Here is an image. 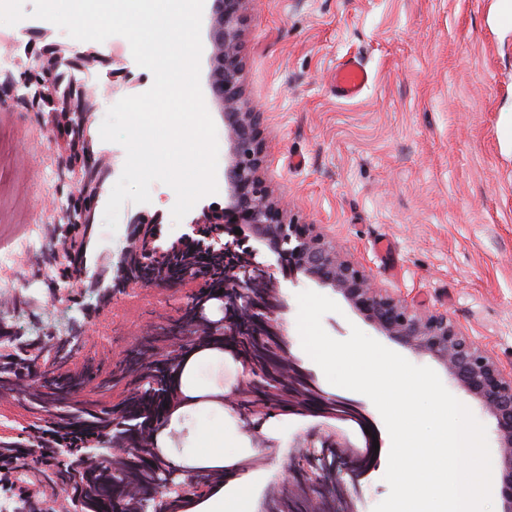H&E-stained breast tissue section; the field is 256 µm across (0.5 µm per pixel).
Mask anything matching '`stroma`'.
Returning a JSON list of instances; mask_svg holds the SVG:
<instances>
[{"label":"stroma","instance_id":"35a3bbf8","mask_svg":"<svg viewBox=\"0 0 512 512\" xmlns=\"http://www.w3.org/2000/svg\"><path fill=\"white\" fill-rule=\"evenodd\" d=\"M504 0H249L242 26V87L263 114L262 136L270 155L268 183L286 198L288 213L314 225L362 267L379 288L413 300L423 311L447 313L463 334L501 367H512V29L499 27ZM26 16L0 27V57L38 66L40 55L93 49L87 69L65 71L86 87L113 86L100 94L90 114L94 158L107 178L96 209L104 211L124 148L98 138L108 109L153 83L152 73L132 60L127 39L101 43L71 38L51 22ZM359 58L370 80L354 100L336 98L329 77L343 60ZM0 128L14 139L0 151V238L32 225L37 250L16 264L0 266V283L37 277L55 279L44 262L59 248L61 199L51 176L58 150L44 115L20 105H0ZM142 212L159 214V244L180 237L168 198L174 190L150 187ZM131 227L93 231L87 258L92 283L76 291L107 288L119 276L120 256ZM393 243L390 257L374 247ZM286 289L282 313L291 355L323 392L348 398L367 414L379 442L378 460L351 494L358 512H373L389 494L384 479L390 438L363 394L329 383L301 347L298 292ZM181 290L135 288L102 309L86 312L82 360L119 359L142 329L157 333L177 317ZM230 350H199L191 361L189 388L179 391V409L160 428L166 456L202 466L203 440L223 432L227 499L244 496L258 512L267 488L290 462L287 448L307 427L329 429L319 414L275 412L250 423L227 395L243 381Z\"/></svg>","mask_w":512,"mask_h":512}]
</instances>
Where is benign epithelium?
Instances as JSON below:
<instances>
[{"mask_svg": "<svg viewBox=\"0 0 512 512\" xmlns=\"http://www.w3.org/2000/svg\"><path fill=\"white\" fill-rule=\"evenodd\" d=\"M248 0H205L208 24L207 103L224 118V211L205 210L188 230L166 247L156 244L155 219L133 216L134 232L120 260L118 288L159 284L192 288L189 299L202 297L199 284L220 282L224 288V337L239 351L246 380L232 397L250 414L282 410H312L327 419L349 417L367 423L359 406L322 393L311 375L285 351L282 281L298 276L340 294L368 324L418 356L438 360L448 378L477 400L495 421L499 461L494 477L506 512H512V369L495 363L465 336L448 315L422 314L407 301L376 287L363 269L345 260L336 246L316 233L311 224L288 218L262 171L268 167L261 136L262 113L244 97L241 86V26ZM79 60L53 56L49 68L56 77L38 84L32 99L13 96L14 88L31 83L29 72L9 73L0 81V103L14 102L40 112L50 109L54 142L68 152L57 168L58 187L65 196L60 233L64 247L55 252L52 266L68 272L80 266L95 221V199L103 188L98 167L91 162L93 109L84 87H62V68ZM246 224L260 248L241 250L232 238V225ZM331 440L306 445L308 509L319 512L329 490L321 486L320 461Z\"/></svg>", "mask_w": 512, "mask_h": 512, "instance_id": "7a95c632", "label": "benign epithelium"}]
</instances>
